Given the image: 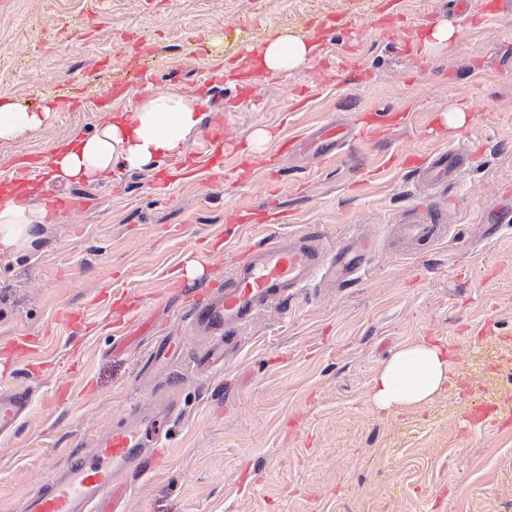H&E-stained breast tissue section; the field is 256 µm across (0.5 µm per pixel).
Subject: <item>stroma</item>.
<instances>
[{
	"label": "stroma",
	"instance_id": "1",
	"mask_svg": "<svg viewBox=\"0 0 512 512\" xmlns=\"http://www.w3.org/2000/svg\"><path fill=\"white\" fill-rule=\"evenodd\" d=\"M485 2L0 0V95L34 109L66 88L82 103L0 139V186L25 178L48 211L34 249L0 254V357L26 339L52 366L0 381L32 395L0 439V512H21L113 418L169 390L170 447L130 477L129 512H512V421L469 415L475 400L512 403V0ZM444 18L448 50L422 55V32ZM282 33L316 55L249 83L258 48ZM148 89L207 98L181 160L208 159L219 116L221 162L167 189L158 179L179 160L99 182L36 171ZM456 106L463 122L448 119ZM327 122L365 135L327 164L291 156ZM259 130L270 138L251 147ZM444 149L469 163L429 184L412 162ZM61 195L83 198L82 223L52 209ZM413 223L439 234L410 247ZM274 231L329 245L372 234L376 248L352 284L316 278L240 329L223 368L199 365L212 340L169 282L189 272L218 294ZM161 336L184 352L159 367ZM423 340L447 344L450 383L427 404L378 408V372Z\"/></svg>",
	"mask_w": 512,
	"mask_h": 512
}]
</instances>
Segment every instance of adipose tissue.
<instances>
[{
	"instance_id": "1",
	"label": "adipose tissue",
	"mask_w": 512,
	"mask_h": 512,
	"mask_svg": "<svg viewBox=\"0 0 512 512\" xmlns=\"http://www.w3.org/2000/svg\"><path fill=\"white\" fill-rule=\"evenodd\" d=\"M313 45L285 33L267 40L259 49L261 67L285 73L311 57ZM203 100L196 94L151 91L134 111L119 112L88 137L60 142L42 161L45 173L58 181H100L113 172L141 170L163 159L181 156L184 143L199 129ZM59 106L45 99L32 110L0 99V139L38 127ZM35 186L0 190V252L33 245L36 227L47 212L24 204ZM451 361L445 346L422 341L398 350L380 370L374 384V402L383 410L430 401L448 381Z\"/></svg>"
}]
</instances>
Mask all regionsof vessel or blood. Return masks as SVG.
Wrapping results in <instances>:
<instances>
[{
    "mask_svg": "<svg viewBox=\"0 0 512 512\" xmlns=\"http://www.w3.org/2000/svg\"><path fill=\"white\" fill-rule=\"evenodd\" d=\"M352 139L349 129L327 124L303 141L301 148L327 162L335 160L337 149ZM455 165V158L441 150L430 155L423 174L427 180L437 182L446 178ZM372 251L373 243L367 238L356 246L342 242L330 248L315 235L290 239L272 234L253 247L225 278L222 295L192 294L191 324L216 339L210 358L223 357L222 340L237 327L252 322L261 309L299 294L323 273H331L339 281L353 280L367 265ZM30 404L27 392L0 394L1 435L16 430ZM176 408L170 396L162 395L151 411L126 410L98 434L89 453L71 458L29 496L23 512H127L129 493L121 476L146 472L150 463L160 460L167 451L162 438L144 440L141 428L155 415L172 416Z\"/></svg>",
    "mask_w": 512,
    "mask_h": 512,
    "instance_id": "1",
    "label": "vessel or blood"
}]
</instances>
